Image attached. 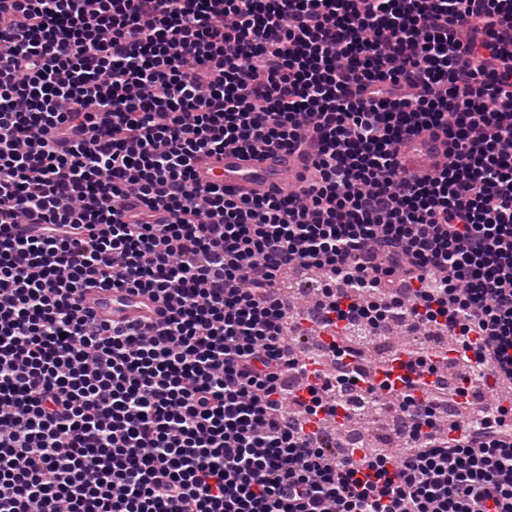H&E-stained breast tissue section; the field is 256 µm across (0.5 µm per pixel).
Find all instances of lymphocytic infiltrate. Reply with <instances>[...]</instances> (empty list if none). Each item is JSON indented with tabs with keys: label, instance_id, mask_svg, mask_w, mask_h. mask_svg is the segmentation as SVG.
Returning a JSON list of instances; mask_svg holds the SVG:
<instances>
[{
	"label": "lymphocytic infiltrate",
	"instance_id": "obj_1",
	"mask_svg": "<svg viewBox=\"0 0 512 512\" xmlns=\"http://www.w3.org/2000/svg\"><path fill=\"white\" fill-rule=\"evenodd\" d=\"M228 149L308 164L229 196L194 167ZM298 267L342 284L332 361L396 305L512 381V0H0V512H512V398L444 423L430 356L383 382L399 457L319 445L332 384L287 410ZM413 147L417 150L414 151ZM448 149V140L444 135L432 137L429 133H422L414 138L413 146L405 154L407 167L417 169L429 165L431 160L443 158ZM82 306L104 323H154L160 319V304L144 292L117 291L100 287L82 290Z\"/></svg>",
	"mask_w": 512,
	"mask_h": 512
}]
</instances>
